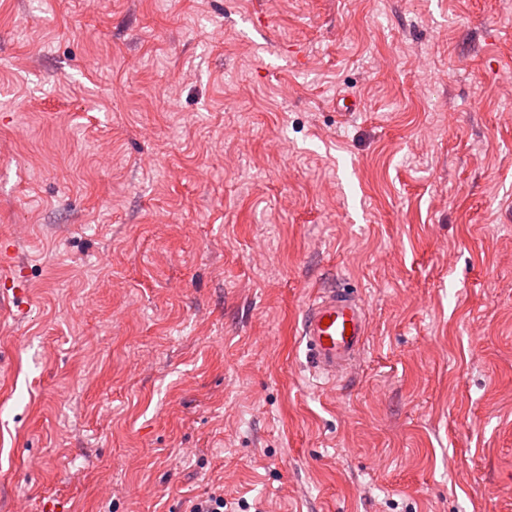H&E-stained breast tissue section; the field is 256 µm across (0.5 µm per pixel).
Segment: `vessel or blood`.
I'll list each match as a JSON object with an SVG mask.
<instances>
[{
  "label": "vessel or blood",
  "mask_w": 512,
  "mask_h": 512,
  "mask_svg": "<svg viewBox=\"0 0 512 512\" xmlns=\"http://www.w3.org/2000/svg\"><path fill=\"white\" fill-rule=\"evenodd\" d=\"M368 333L364 297L335 285L318 289L304 312L300 331L315 376L329 384L353 373Z\"/></svg>",
  "instance_id": "1"
}]
</instances>
